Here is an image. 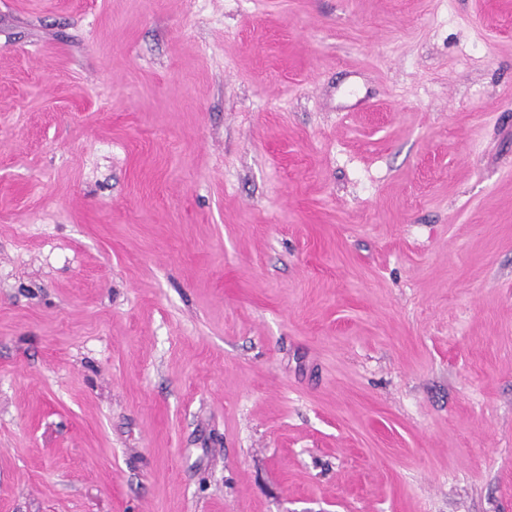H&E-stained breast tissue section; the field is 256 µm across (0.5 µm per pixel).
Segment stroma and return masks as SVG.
Listing matches in <instances>:
<instances>
[{
    "label": "stroma",
    "instance_id": "stroma-1",
    "mask_svg": "<svg viewBox=\"0 0 512 512\" xmlns=\"http://www.w3.org/2000/svg\"><path fill=\"white\" fill-rule=\"evenodd\" d=\"M0 512H512V0H0Z\"/></svg>",
    "mask_w": 512,
    "mask_h": 512
}]
</instances>
